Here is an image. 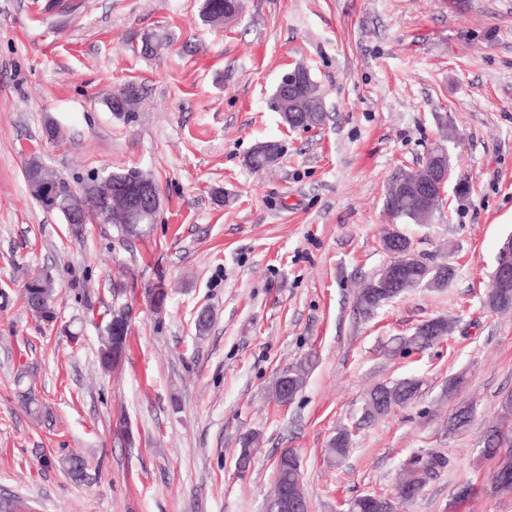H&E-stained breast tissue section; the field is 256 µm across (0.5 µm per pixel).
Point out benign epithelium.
Returning <instances> with one entry per match:
<instances>
[{"mask_svg": "<svg viewBox=\"0 0 512 512\" xmlns=\"http://www.w3.org/2000/svg\"><path fill=\"white\" fill-rule=\"evenodd\" d=\"M307 68L297 66L288 73L279 85V97L281 101L293 106L297 102L300 84L296 79ZM448 154L447 146L439 143L428 154L424 162L425 175L420 181L397 182L396 190L409 191L423 200L424 212L433 215L446 196L449 174L444 167L443 159ZM71 193L77 197L78 204L65 212V220L69 224H83L86 222L87 208L95 203L104 204L103 216H108L112 208V202L120 200L125 203L126 213L134 216L137 213L152 209L158 211V192L149 181L144 178V172L140 171L133 180L114 179L112 181L103 177L96 183L88 186L81 184L71 188ZM386 251L390 254V261L380 269L379 284L384 288H396L404 279L407 267L416 257L413 246L402 247L401 232L392 227L387 231ZM497 284L501 288H512V236L507 237L499 250L498 264L496 267ZM302 485H297L292 491H285L272 505L274 512H301L302 502L300 494Z\"/></svg>", "mask_w": 512, "mask_h": 512, "instance_id": "benign-epithelium-1", "label": "benign epithelium"}]
</instances>
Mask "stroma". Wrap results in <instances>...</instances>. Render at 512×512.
I'll return each mask as SVG.
<instances>
[{
    "label": "stroma",
    "mask_w": 512,
    "mask_h": 512,
    "mask_svg": "<svg viewBox=\"0 0 512 512\" xmlns=\"http://www.w3.org/2000/svg\"><path fill=\"white\" fill-rule=\"evenodd\" d=\"M44 5L0 0V498L28 512H264L274 461L292 448L308 512H339L366 493L393 497L402 461L433 450L447 464L405 512H446L464 480L478 493L457 512H512V494L487 492L496 461L483 453L512 393V312L484 304L512 235V0H244L227 25L203 21L202 0ZM152 33L162 44L141 53ZM298 65L325 104L308 130L273 105ZM127 88L137 109L119 117L106 101ZM442 141L451 182L470 192H448L431 223L406 232L455 276L364 316L357 293L389 260V183ZM261 142L282 152L255 171L246 160ZM33 154L73 184L94 171L150 174L155 223L131 241L111 224L73 236L27 189ZM47 269L49 325L21 294ZM158 281L160 315L145 295ZM119 305L132 313L129 352L107 372L100 315ZM436 317L454 319L450 335L389 354L392 338ZM309 353L304 388L277 402L274 380ZM403 378L421 380L418 398L364 420L369 390ZM464 402L475 417L449 432ZM343 427L352 445L328 463ZM250 434L259 451L241 475ZM72 453L85 461L79 481L60 465Z\"/></svg>",
    "instance_id": "1"
}]
</instances>
